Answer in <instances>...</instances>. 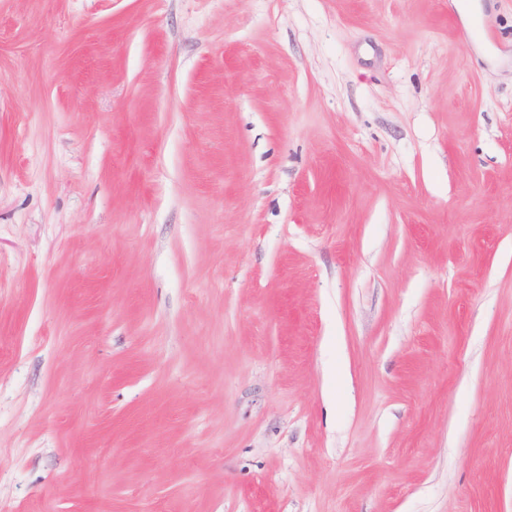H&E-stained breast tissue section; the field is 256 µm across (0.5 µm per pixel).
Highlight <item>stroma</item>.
I'll use <instances>...</instances> for the list:
<instances>
[{
    "label": "stroma",
    "mask_w": 512,
    "mask_h": 512,
    "mask_svg": "<svg viewBox=\"0 0 512 512\" xmlns=\"http://www.w3.org/2000/svg\"><path fill=\"white\" fill-rule=\"evenodd\" d=\"M0 0V512H512V0Z\"/></svg>",
    "instance_id": "obj_1"
}]
</instances>
